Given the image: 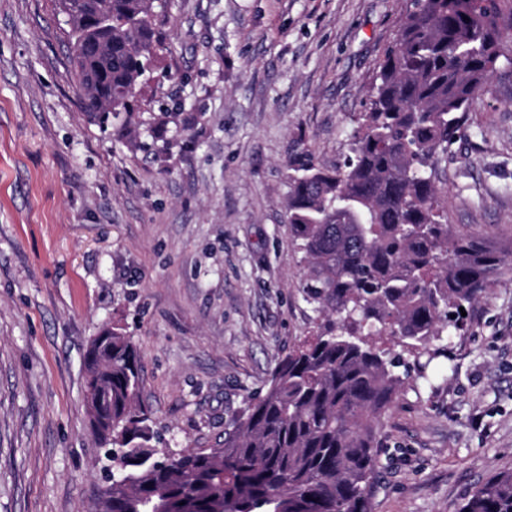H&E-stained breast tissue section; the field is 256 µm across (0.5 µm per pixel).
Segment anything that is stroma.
I'll use <instances>...</instances> for the list:
<instances>
[{
    "mask_svg": "<svg viewBox=\"0 0 512 512\" xmlns=\"http://www.w3.org/2000/svg\"><path fill=\"white\" fill-rule=\"evenodd\" d=\"M406 0H160L167 46L132 131L81 107L58 0H0V512H95L86 351L130 336L167 447L215 448L312 336L288 170L349 153ZM448 221L512 250V80L438 163ZM434 388L382 417L370 512H454L512 471V261Z\"/></svg>",
    "mask_w": 512,
    "mask_h": 512,
    "instance_id": "1",
    "label": "stroma"
}]
</instances>
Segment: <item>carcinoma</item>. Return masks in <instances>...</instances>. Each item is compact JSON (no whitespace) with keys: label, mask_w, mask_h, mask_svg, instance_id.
Returning <instances> with one entry per match:
<instances>
[{"label":"carcinoma","mask_w":512,"mask_h":512,"mask_svg":"<svg viewBox=\"0 0 512 512\" xmlns=\"http://www.w3.org/2000/svg\"><path fill=\"white\" fill-rule=\"evenodd\" d=\"M70 36L83 111L103 132L132 122L157 37L155 0H71ZM512 0H408L380 64L350 155L324 169L288 165V224L307 270L306 301L326 316L281 358L265 393L232 415L220 448H158L137 403L130 337L91 342L87 387L112 400L101 445L123 452L112 512H369L382 415L415 378L409 351L448 356L450 329L505 257L448 223L436 165L460 137L474 95L512 70ZM456 512H512V473Z\"/></svg>","instance_id":"cac0c4a2"}]
</instances>
